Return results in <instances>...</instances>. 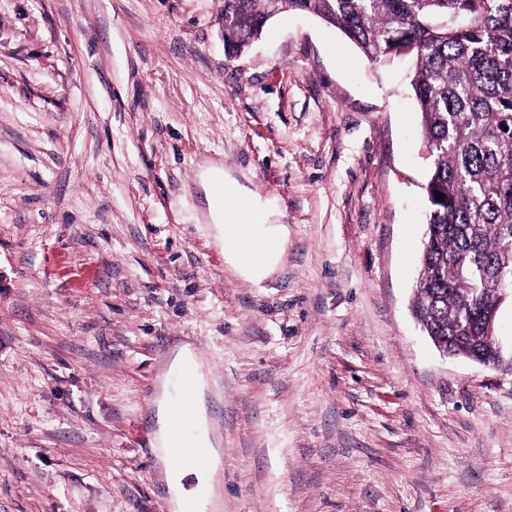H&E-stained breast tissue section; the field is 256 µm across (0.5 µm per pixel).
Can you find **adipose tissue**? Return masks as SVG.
Returning <instances> with one entry per match:
<instances>
[{"label":"adipose tissue","mask_w":512,"mask_h":512,"mask_svg":"<svg viewBox=\"0 0 512 512\" xmlns=\"http://www.w3.org/2000/svg\"><path fill=\"white\" fill-rule=\"evenodd\" d=\"M224 193V198L220 199L213 196L209 199L210 220L217 229L218 242L222 243L224 247V258L239 274L257 282L261 281L268 277L279 263L280 251L278 245L287 237L288 228L282 224L272 223L273 211L269 205L254 197L248 189L239 185L235 180L225 179ZM231 196L245 199L249 207L260 215V223H229L227 199ZM248 239L272 242L273 248L262 259H253L243 247L244 241ZM182 366L191 367L198 374L197 388L192 403V410L196 416L195 439L198 445L206 448L213 458H220L219 437L206 414L207 382L202 374L203 362L191 345H176L171 352L170 369L174 370ZM173 387L172 380H164L162 393L157 401L158 430L156 438L159 444L158 458L163 467L176 512H196L198 488L203 487L208 492H215L218 485V469L214 466L205 469L182 468L170 457L168 453V403Z\"/></svg>","instance_id":"adipose-tissue-1"}]
</instances>
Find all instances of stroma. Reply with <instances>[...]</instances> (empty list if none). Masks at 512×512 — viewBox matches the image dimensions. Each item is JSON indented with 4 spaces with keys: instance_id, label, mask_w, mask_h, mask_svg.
Segmentation results:
<instances>
[{
    "instance_id": "1",
    "label": "stroma",
    "mask_w": 512,
    "mask_h": 512,
    "mask_svg": "<svg viewBox=\"0 0 512 512\" xmlns=\"http://www.w3.org/2000/svg\"><path fill=\"white\" fill-rule=\"evenodd\" d=\"M0 0V512H171L154 402L205 364L218 512H512V369L411 311L427 160L411 63L287 10ZM288 235L254 282L200 174Z\"/></svg>"
}]
</instances>
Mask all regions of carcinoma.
Here are the masks:
<instances>
[{
    "mask_svg": "<svg viewBox=\"0 0 512 512\" xmlns=\"http://www.w3.org/2000/svg\"><path fill=\"white\" fill-rule=\"evenodd\" d=\"M286 9L341 32L371 63L409 58L429 168L413 310L462 356L493 357L479 317L512 284V0H223L237 58ZM443 198L436 199V194Z\"/></svg>",
    "mask_w": 512,
    "mask_h": 512,
    "instance_id": "1",
    "label": "carcinoma"
}]
</instances>
